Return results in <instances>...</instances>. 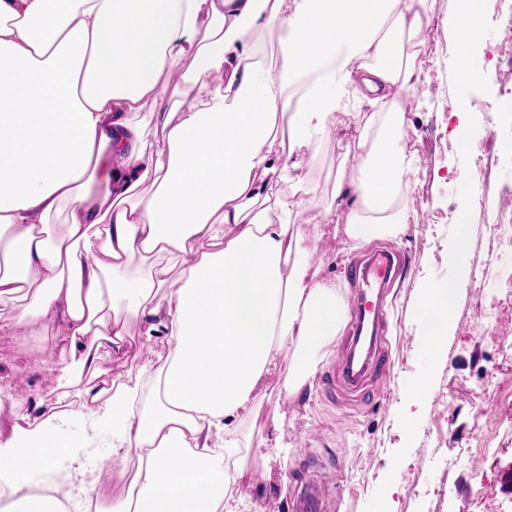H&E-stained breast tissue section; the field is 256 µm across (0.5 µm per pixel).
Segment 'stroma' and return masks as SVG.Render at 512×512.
<instances>
[{"instance_id":"1","label":"stroma","mask_w":512,"mask_h":512,"mask_svg":"<svg viewBox=\"0 0 512 512\" xmlns=\"http://www.w3.org/2000/svg\"><path fill=\"white\" fill-rule=\"evenodd\" d=\"M485 22L483 44L474 52L487 73L483 83L458 85L449 79L448 61L459 48L454 35V0H427L428 41L420 77L410 99L420 109L406 112L405 124L419 163L405 189L406 224L391 235L350 244L335 233L320 209L309 207L295 218L316 235L310 258L319 278L336 285L344 302L353 290L345 268L357 255L388 246L407 255L401 276L387 298V339L391 368L369 381L373 397L337 382L327 392L320 374L347 352L349 326L324 348L316 375L294 394L283 386L290 365L281 359L265 373L256 392L260 404L237 424L241 441L266 440L287 446L279 456L249 462L234 486L235 512H294L293 498L306 483L317 481L326 496L325 512H512V299H502L498 321L485 329L484 313L497 289L512 285V249L505 245V225H512V203L501 192L512 187V0H479ZM469 108L478 141L460 153L450 132L457 111ZM355 150L348 134L325 145L309 169L307 188L318 201L331 199L336 168ZM471 182L483 190L481 201L461 196L459 185ZM470 210L472 232L458 262L448 256L459 213ZM467 274L453 317L452 333L436 355L420 346L421 328L414 315L417 291L427 281ZM131 321L133 343L109 358L100 377L106 381L150 374L166 338L140 339ZM39 336H16L0 329V417L28 391L30 377L57 390L62 360L44 361ZM76 410L58 431L70 443L87 442L79 467L85 485L99 489L96 462L111 457L112 438L102 431L89 441L93 416L80 412L78 388H71ZM501 420L487 434L489 420ZM487 447L485 459L475 450ZM458 458L449 467L447 457Z\"/></svg>"}]
</instances>
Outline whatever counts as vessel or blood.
<instances>
[{"mask_svg":"<svg viewBox=\"0 0 512 512\" xmlns=\"http://www.w3.org/2000/svg\"><path fill=\"white\" fill-rule=\"evenodd\" d=\"M404 266L403 254L386 250L366 259L352 261L347 270V278L354 285V331L359 334L366 330L371 336L372 348L366 370L381 375L387 374L390 368L383 336L385 292Z\"/></svg>","mask_w":512,"mask_h":512,"instance_id":"vessel-or-blood-1","label":"vessel or blood"}]
</instances>
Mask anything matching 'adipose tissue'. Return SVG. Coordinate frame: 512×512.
I'll return each instance as SVG.
<instances>
[{
    "instance_id": "obj_1",
    "label": "adipose tissue",
    "mask_w": 512,
    "mask_h": 512,
    "mask_svg": "<svg viewBox=\"0 0 512 512\" xmlns=\"http://www.w3.org/2000/svg\"><path fill=\"white\" fill-rule=\"evenodd\" d=\"M426 0H0V306L16 334L63 324L67 378L95 379L119 355L129 318L167 337L154 372L112 388L101 416L118 474L113 512H230L236 474L223 466L232 429L283 357L293 393L315 372L345 305L317 278L313 240L287 196L304 154L354 131V180L336 174L347 241L405 223L402 189L418 163L404 122L420 73ZM455 0L454 81L485 78L472 52L484 25ZM302 82L290 98L291 82ZM368 112H350V99ZM167 143L153 151L147 131ZM67 207L50 240L38 217ZM154 257L193 263L169 289ZM466 279L420 289L426 351L445 340ZM0 475L11 512H65L30 478L77 453L48 408H12Z\"/></svg>"
}]
</instances>
